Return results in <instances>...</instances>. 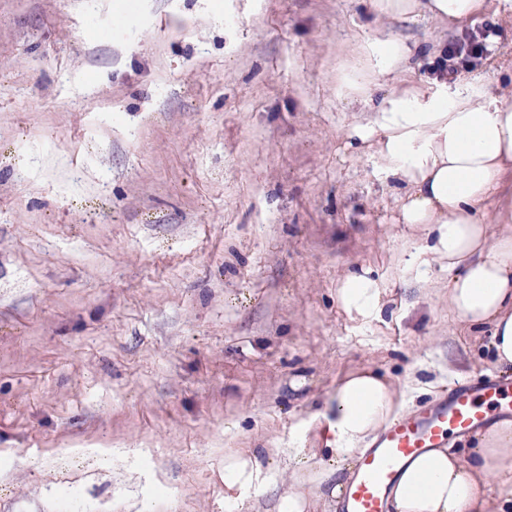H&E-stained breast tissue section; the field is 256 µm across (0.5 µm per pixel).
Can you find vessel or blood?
Listing matches in <instances>:
<instances>
[{
	"label": "vessel or blood",
	"instance_id": "obj_1",
	"mask_svg": "<svg viewBox=\"0 0 512 512\" xmlns=\"http://www.w3.org/2000/svg\"><path fill=\"white\" fill-rule=\"evenodd\" d=\"M493 410L512 413V379L489 373L455 383L433 407L391 420L359 453L340 512H387L388 491L409 460L446 447L451 433L479 428Z\"/></svg>",
	"mask_w": 512,
	"mask_h": 512
}]
</instances>
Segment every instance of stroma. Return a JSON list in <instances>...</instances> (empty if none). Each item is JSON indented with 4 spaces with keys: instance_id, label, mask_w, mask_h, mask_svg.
I'll return each instance as SVG.
<instances>
[{
    "instance_id": "35a3bbf8",
    "label": "stroma",
    "mask_w": 512,
    "mask_h": 512,
    "mask_svg": "<svg viewBox=\"0 0 512 512\" xmlns=\"http://www.w3.org/2000/svg\"><path fill=\"white\" fill-rule=\"evenodd\" d=\"M459 24L370 0H0V512H225L224 451H321L351 370L408 409L494 370L410 270L372 123L336 70L393 36L398 78L459 57L512 103V0ZM371 269L364 320L336 283ZM112 448L111 467L92 451Z\"/></svg>"
}]
</instances>
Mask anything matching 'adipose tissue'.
<instances>
[{
  "label": "adipose tissue",
  "instance_id": "ef3b65f1",
  "mask_svg": "<svg viewBox=\"0 0 512 512\" xmlns=\"http://www.w3.org/2000/svg\"><path fill=\"white\" fill-rule=\"evenodd\" d=\"M380 16L412 20L425 15L456 22L481 11L484 0H371ZM342 78L344 97L374 108V125L354 130L361 141L382 132L378 152L385 173L402 186L399 221L425 231L417 265L446 263L448 311L465 328L489 326L494 362L512 367V234L494 233L482 218L512 170V104L487 93L425 80L392 89L374 102L371 83L398 71L412 54L402 40L385 37L361 49ZM347 312L371 318L381 310L380 284L369 270L348 273L336 286ZM406 401L379 373L348 374L330 396L325 442L328 460L302 448H242L224 458V508L239 512L244 501L272 485L271 464L287 459L292 484L277 512H308L309 493L332 483L342 498L349 483L344 463L360 445L399 415ZM470 457L431 448L401 470L389 490L394 512H512V485L491 490L512 455V419L497 418L474 436Z\"/></svg>",
  "mask_w": 512,
  "mask_h": 512
}]
</instances>
